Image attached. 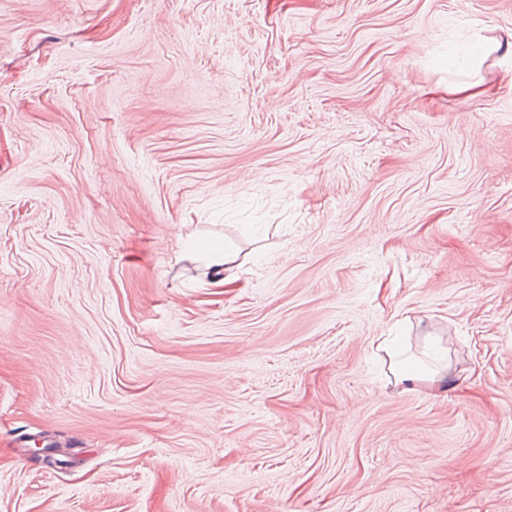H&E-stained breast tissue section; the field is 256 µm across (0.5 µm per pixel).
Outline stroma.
<instances>
[{
  "instance_id": "stroma-1",
  "label": "stroma",
  "mask_w": 512,
  "mask_h": 512,
  "mask_svg": "<svg viewBox=\"0 0 512 512\" xmlns=\"http://www.w3.org/2000/svg\"><path fill=\"white\" fill-rule=\"evenodd\" d=\"M510 69L512 0H0V512H512ZM210 255L208 257V268L210 269L211 279L215 285H223L231 281L229 272L234 267L240 265L239 252L228 247H224V242L214 241L209 245ZM378 347L382 348L388 356L395 384L423 382L431 387H439L443 382L448 381V372L425 370L421 366L412 364L411 358H401L405 354V349L397 336L383 337Z\"/></svg>"
}]
</instances>
